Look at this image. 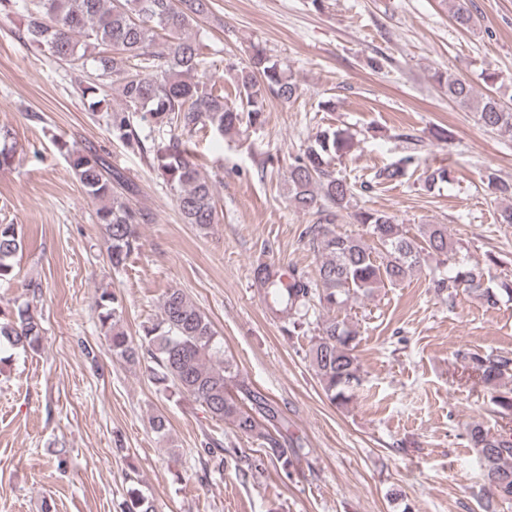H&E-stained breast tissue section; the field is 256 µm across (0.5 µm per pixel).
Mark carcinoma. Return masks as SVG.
<instances>
[{
	"label": "carcinoma",
	"mask_w": 512,
	"mask_h": 512,
	"mask_svg": "<svg viewBox=\"0 0 512 512\" xmlns=\"http://www.w3.org/2000/svg\"><path fill=\"white\" fill-rule=\"evenodd\" d=\"M470 0H448L455 23L471 30L479 23ZM210 0H35L27 11L24 35L52 56L69 62L90 59L99 79H116L121 105L107 113L112 133L133 151L153 155V162L174 192L182 220L201 231L217 223L215 188L189 158L181 136L210 128L229 134L243 124L265 121L270 96L292 100L298 84L283 68L270 61L259 46L252 49L235 72L239 105L229 106L224 90L216 88L207 66L204 44L188 31L210 13ZM448 97L474 111L481 124L498 133H512V107L494 94L475 93L465 79L446 81ZM169 127V142L146 146L136 126ZM351 145L346 130H324L315 144L297 155L288 168V192L295 207L315 216L309 235L323 256L317 274L295 273L283 280L273 264L258 266L254 283L269 301L272 312L288 314V334L299 335L311 325L310 313H334L310 337L308 355L323 389L339 406L347 405L360 385L356 355L357 336L335 317L348 302L385 285L403 282L427 256L439 258L445 271L432 279L437 295L453 297L457 289L479 293L484 304L496 307L512 300V283L485 287L482 274L456 258L445 224H426L411 236L387 212L358 208L354 221L366 228L375 246L333 229L339 213L352 207L356 183L329 170V159L345 154ZM69 166L85 194L97 204L108 260L119 270L141 248L140 225L146 215L130 205L121 189L122 175L111 169L96 150H72ZM22 250L16 224H0V284L16 277L14 259ZM33 298L0 318V346L37 352L46 329L34 301L40 290L25 284ZM98 321L112 355L127 362L147 361L151 379L161 392L187 395L211 417L229 422L236 433L260 441L266 458L288 469L285 439L278 428L279 412L260 392L238 380L233 363L224 356L211 321L178 288L168 289L160 305V319L134 341L122 327L124 307L114 292L103 291L97 300ZM456 357L471 368L492 393V413L512 419V354L459 350ZM467 447L483 464L482 477L492 496L512 501V428L492 434L480 423L463 434ZM198 454L224 467L223 443L206 438ZM126 512H158L154 500L138 489L128 492Z\"/></svg>",
	"instance_id": "obj_1"
}]
</instances>
